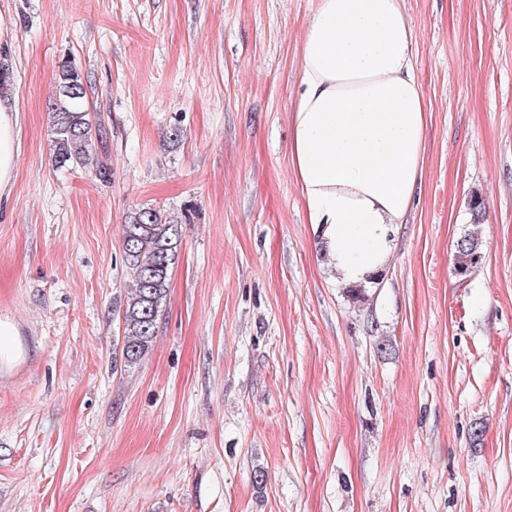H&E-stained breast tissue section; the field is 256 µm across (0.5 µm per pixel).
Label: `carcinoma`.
<instances>
[{
    "label": "carcinoma",
    "instance_id": "carcinoma-1",
    "mask_svg": "<svg viewBox=\"0 0 512 512\" xmlns=\"http://www.w3.org/2000/svg\"><path fill=\"white\" fill-rule=\"evenodd\" d=\"M87 83L68 63L58 72L55 94L46 103L50 155L58 169L82 167L105 176L94 162L96 144L103 138L84 106ZM183 219L160 209L142 206L129 213L124 225L123 252L131 278L122 314L121 356L131 368L151 348L167 300L171 273L179 257V224ZM482 259L480 241L470 234L455 245L454 270L466 276Z\"/></svg>",
    "mask_w": 512,
    "mask_h": 512
}]
</instances>
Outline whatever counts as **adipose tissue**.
<instances>
[{
    "label": "adipose tissue",
    "mask_w": 512,
    "mask_h": 512,
    "mask_svg": "<svg viewBox=\"0 0 512 512\" xmlns=\"http://www.w3.org/2000/svg\"><path fill=\"white\" fill-rule=\"evenodd\" d=\"M405 0H317L293 102L291 166L322 254L343 282L372 284L422 177L428 107ZM0 90V198L19 155Z\"/></svg>",
    "instance_id": "adipose-tissue-1"
}]
</instances>
